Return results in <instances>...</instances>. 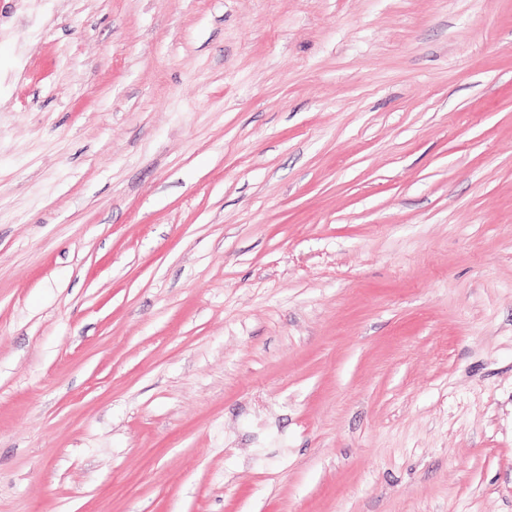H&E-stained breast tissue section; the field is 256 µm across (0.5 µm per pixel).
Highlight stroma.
I'll list each match as a JSON object with an SVG mask.
<instances>
[{
	"label": "stroma",
	"mask_w": 512,
	"mask_h": 512,
	"mask_svg": "<svg viewBox=\"0 0 512 512\" xmlns=\"http://www.w3.org/2000/svg\"><path fill=\"white\" fill-rule=\"evenodd\" d=\"M0 512H512V0H0Z\"/></svg>",
	"instance_id": "1"
}]
</instances>
